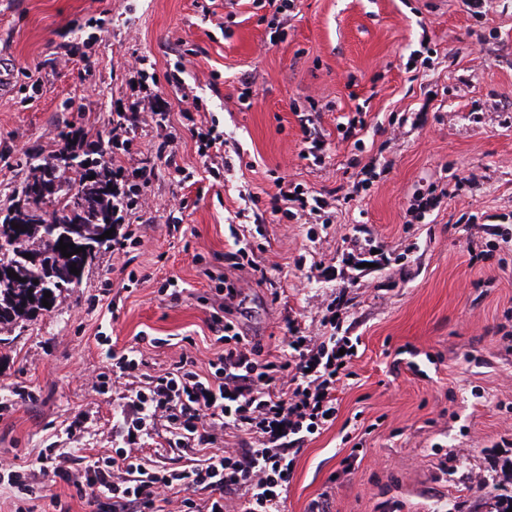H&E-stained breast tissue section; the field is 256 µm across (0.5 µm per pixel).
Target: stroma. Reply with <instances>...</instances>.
I'll return each instance as SVG.
<instances>
[{
	"mask_svg": "<svg viewBox=\"0 0 512 512\" xmlns=\"http://www.w3.org/2000/svg\"><path fill=\"white\" fill-rule=\"evenodd\" d=\"M466 0H296L280 27L252 0H0V209L24 180L26 161L82 142L111 141L112 112L135 95L132 56L157 75L184 62L198 98L187 109L167 85L171 115L191 111L224 134L244 167L198 195L180 172L201 176L197 145L182 136L173 163L157 156L163 127L141 126L131 166L152 168L145 209L132 213L141 244L133 261L113 252L87 269L79 288L29 322L0 349V458L35 461L40 448H108L121 418L123 385L97 393L92 378L111 347L139 342L164 369L188 355L206 366L215 351L199 296L224 274L239 290L242 331L278 351L288 321L324 332L327 304L348 288L344 320L362 344L357 376L339 387L338 415L296 458L285 512H467L483 486L503 480L512 459V0L485 15ZM259 89L252 106L239 95ZM363 106L360 143L343 140L338 116ZM317 107L320 162L297 157L299 113ZM369 186L337 202L333 226L299 220L261 225L249 241L270 267L258 283L232 267L228 226L240 192L262 195L277 176L321 192L350 189L352 161ZM448 189L439 209L410 206L429 183ZM183 197L186 209L174 208ZM172 224L189 229L184 238ZM386 265L342 277L350 237ZM499 244L498 256L472 259ZM509 267L501 269L499 257ZM137 283H129V272ZM178 278L173 301L161 288ZM116 318L91 305L103 293ZM420 375H413L410 364ZM356 454L344 470L342 461Z\"/></svg>",
	"mask_w": 512,
	"mask_h": 512,
	"instance_id": "35a3bbf8",
	"label": "stroma"
}]
</instances>
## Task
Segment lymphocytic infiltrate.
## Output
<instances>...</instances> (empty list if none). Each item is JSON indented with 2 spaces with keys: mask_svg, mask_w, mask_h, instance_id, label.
I'll list each match as a JSON object with an SVG mask.
<instances>
[{
  "mask_svg": "<svg viewBox=\"0 0 512 512\" xmlns=\"http://www.w3.org/2000/svg\"><path fill=\"white\" fill-rule=\"evenodd\" d=\"M157 103L154 96L136 99L112 115V248L120 253L140 242L125 216L143 207L152 175L150 168L128 167L124 157L134 150L146 108ZM274 186L265 208L254 212L255 223L279 224L329 205L323 193L293 192L286 178ZM215 293L209 324L218 350L207 367L184 355L152 374L138 345L110 350L111 364L93 386L105 395L120 381L127 390V413L112 426L116 447L88 455L43 448L33 466L1 460L0 490H7L12 512H36L40 501L50 512H72L54 493L57 484L73 487L86 512H284L300 446L335 421L336 388L353 376V343L339 332L348 294L339 292L326 307L330 336L312 341L291 321L274 354L243 335L234 283L218 278ZM228 432L240 447H225ZM158 437L171 452L187 455V463L158 466L148 449Z\"/></svg>",
  "mask_w": 512,
  "mask_h": 512,
  "instance_id": "obj_1",
  "label": "lymphocytic infiltrate"
}]
</instances>
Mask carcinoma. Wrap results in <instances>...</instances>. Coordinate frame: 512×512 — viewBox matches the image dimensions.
<instances>
[{
	"mask_svg": "<svg viewBox=\"0 0 512 512\" xmlns=\"http://www.w3.org/2000/svg\"><path fill=\"white\" fill-rule=\"evenodd\" d=\"M53 162L56 178L66 189L55 194L56 207L44 209L45 195L35 187L44 165ZM29 175L17 191V200L0 216V345L14 340L10 332L23 328L43 312L51 311L65 291L80 286L82 275L70 272L95 264L112 239L101 238L112 228V172L99 142L85 144L79 153L60 151L30 159ZM24 227L15 229L12 224ZM72 243L85 251L65 257L59 243ZM31 258H25V254ZM14 271L18 278L8 276ZM51 293L49 306L42 304ZM512 495L489 491L475 499L469 512H507Z\"/></svg>",
	"mask_w": 512,
	"mask_h": 512,
	"instance_id": "carcinoma-1",
	"label": "carcinoma"
}]
</instances>
